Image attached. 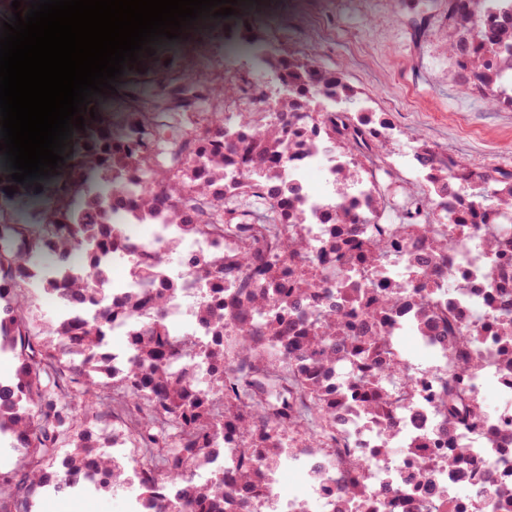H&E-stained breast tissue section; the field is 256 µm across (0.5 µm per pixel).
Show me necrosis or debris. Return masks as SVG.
<instances>
[{
    "instance_id": "1",
    "label": "necrosis or debris",
    "mask_w": 512,
    "mask_h": 512,
    "mask_svg": "<svg viewBox=\"0 0 512 512\" xmlns=\"http://www.w3.org/2000/svg\"><path fill=\"white\" fill-rule=\"evenodd\" d=\"M139 94L119 90L100 107L95 118L86 120L84 129L74 131L70 138L71 157L57 168L55 175L41 179L39 188L16 184L20 197H34L36 208L27 211L28 223L53 227L70 221L69 208L73 200L89 189L96 166L95 148L124 121L126 113L136 111ZM340 167L335 155L327 152L321 140L311 139L300 150L282 151L278 171L281 187H295L305 207L309 236L316 243L326 238L324 215L335 205L336 197L312 191L311 177L322 184L336 180ZM113 223L123 225L124 262L131 273L122 285L113 287L102 283L103 298L121 304L128 289H137L142 296H150L155 289L171 286L166 322L168 325L190 324L191 310L200 291L209 288L216 271L234 259L236 243L225 239L215 245L205 236L179 239L174 225L158 221L141 222L133 218L127 208L112 212ZM399 237L408 243L395 263L361 274L367 288H380L390 282L391 273H398L407 287H418L422 268L417 260L426 251V243L410 231L399 230ZM180 240L181 251L187 257L178 270H170L157 256L163 253L171 240ZM208 259V266L190 264V257ZM154 263L150 277L136 272L138 262ZM463 271L468 280L495 283L499 276L491 267L485 251L476 245L460 250L448 248L444 259L432 268V278L445 277L448 270ZM418 345L429 358L432 369L416 375V396L411 407L403 409L394 427H386L377 417L366 416L359 406L348 404L336 412V438L338 447L283 448L280 462H256L261 485L255 495L254 512H454L462 487L477 484L478 472L464 466H449V453H456L484 461L492 474L512 470V439L505 438L503 430L512 421V384L504 380L495 353V338H487L480 352L483 366L469 380L474 392H481L487 384H495L502 406L489 418L471 429L461 431L444 428L439 415L438 375L447 371L450 352L448 347L434 342L432 327L420 329ZM401 441L399 456H392L387 443ZM430 462L432 468L425 481H418L416 472L421 462ZM291 469L303 476L301 488L294 495L281 490L282 471ZM362 487L359 498L345 495L343 487L350 482Z\"/></svg>"
}]
</instances>
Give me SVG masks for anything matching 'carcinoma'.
<instances>
[{"mask_svg": "<svg viewBox=\"0 0 512 512\" xmlns=\"http://www.w3.org/2000/svg\"><path fill=\"white\" fill-rule=\"evenodd\" d=\"M448 29L455 32L448 44L450 65L462 82L487 93L493 103L505 96L512 104V95H506V84L512 83V0H448ZM271 65L288 86L277 121L258 124L252 113L241 112L236 122H228L224 103L253 94L255 85L246 79H191L181 91L145 90V110L128 115L134 127L130 135L99 144L100 180L113 200L125 196L128 184L135 185V218L165 217L183 235H209L218 245L226 234L238 240L237 265L221 272L234 289L232 299L222 288H209L195 307L197 321L213 325L210 335H171L165 321L169 288L150 300L130 295L119 307L98 298L112 269L101 263L99 253L112 252L123 236L121 225L108 223L98 192L81 198L78 223L48 234L0 211V352L16 361L12 385H0V436L9 437L18 465L27 469L22 487L16 470H0V512H30L40 488L59 492L90 484L102 489L125 481L124 467L87 443L90 425L80 430L74 425L100 399V374L120 389L109 405L112 416L134 446L144 449L135 467L148 512H184L187 504L194 512H220L224 472L203 483L186 478L189 468L210 463L218 440L226 438L272 462L286 439L294 448L302 435L317 447L330 441L336 409L347 398L385 423L398 407L411 403L415 376L408 364L399 357L381 363L391 347L389 315L408 290L401 283L381 290L347 287L355 271L391 256L384 239L356 240L358 216L343 203L332 209L328 224L334 241L325 259L338 280L334 292L379 323L378 332L363 334L341 307L320 304L326 289L319 287L316 273L297 262L307 248L297 229L302 223L298 197L270 190L283 144L300 149L304 138L314 135L347 161L336 191L350 188L362 171L373 212H379L395 193V174L382 167L376 131L387 122L372 113L330 110L318 113L309 126L304 117L313 100L347 98L350 86L312 58L290 51L273 57ZM175 114L183 120L180 137L155 136L154 129ZM419 151L429 186L406 196L395 223L430 237L429 260L435 262L448 249V238L431 224L430 211L454 197L457 206L448 221L457 244L479 241L490 261L508 271L512 239H484L479 225L512 216V171L471 169L426 142ZM450 165L471 192L453 187ZM45 254L52 257L49 271L39 277L23 274L37 268ZM255 279L266 288H254ZM450 281L460 277L450 273L441 281L423 280L416 326L435 321L438 336L457 345L456 368L441 379V414L450 425L469 426L485 416L482 399L468 390V377L479 367L482 336L470 334L443 306ZM21 283L70 311L47 338L35 330L22 295L15 292ZM488 292L483 331L504 339L499 363L511 374L512 314L497 307L509 289ZM117 318L131 322L127 342L134 358L114 369L105 347ZM348 365L344 394L317 377ZM234 474L233 484L258 488L250 457L239 459ZM160 477L180 487L158 495L153 488ZM469 498L507 506L512 479L482 483Z\"/></svg>", "mask_w": 512, "mask_h": 512, "instance_id": "cac0c4a2", "label": "carcinoma"}]
</instances>
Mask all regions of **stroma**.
<instances>
[{
	"label": "stroma",
	"instance_id": "1",
	"mask_svg": "<svg viewBox=\"0 0 512 512\" xmlns=\"http://www.w3.org/2000/svg\"><path fill=\"white\" fill-rule=\"evenodd\" d=\"M215 26L224 30L223 42L210 50L216 71L230 59L237 74L249 73L262 42L270 52L305 53L339 72L356 92L346 111L388 119L383 156L404 189L424 183L423 172L408 163L420 140L473 168H512V104L490 103L452 71L447 0H238L235 15L194 21L180 38L159 42L148 64L160 77L179 71L185 53ZM137 493L134 486L42 489L33 512H129Z\"/></svg>",
	"mask_w": 512,
	"mask_h": 512
}]
</instances>
